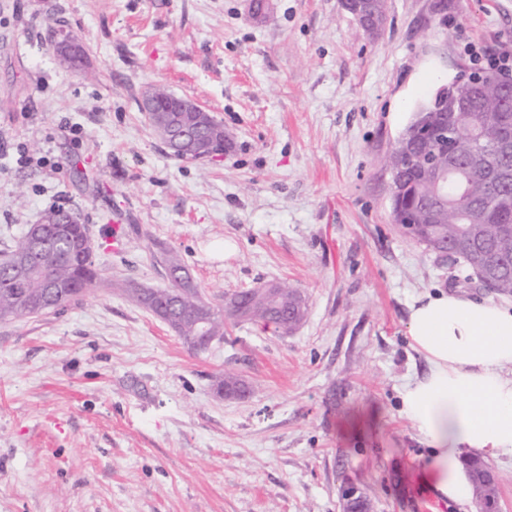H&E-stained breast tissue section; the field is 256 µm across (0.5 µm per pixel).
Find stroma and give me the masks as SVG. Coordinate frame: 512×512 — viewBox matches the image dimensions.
<instances>
[{
  "label": "stroma",
  "mask_w": 512,
  "mask_h": 512,
  "mask_svg": "<svg viewBox=\"0 0 512 512\" xmlns=\"http://www.w3.org/2000/svg\"><path fill=\"white\" fill-rule=\"evenodd\" d=\"M249 3L0 0V251L63 207L104 278L164 286L163 247L214 305L271 282L307 303L292 333L241 322L202 352L105 287L0 320V512H343L350 487L373 512H473L421 491L400 394L425 369L412 300L490 292L398 231L384 158L439 86L512 55V0H388L375 38L340 0ZM153 86L232 149L170 155ZM225 371L246 398L217 393Z\"/></svg>",
  "instance_id": "obj_1"
}]
</instances>
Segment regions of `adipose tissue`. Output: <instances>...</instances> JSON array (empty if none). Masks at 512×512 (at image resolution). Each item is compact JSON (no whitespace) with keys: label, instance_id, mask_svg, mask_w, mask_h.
<instances>
[{"label":"adipose tissue","instance_id":"adipose-tissue-1","mask_svg":"<svg viewBox=\"0 0 512 512\" xmlns=\"http://www.w3.org/2000/svg\"><path fill=\"white\" fill-rule=\"evenodd\" d=\"M407 328L428 365L401 392V412L427 448L420 481L462 503L466 458L512 454V306L426 292L410 304Z\"/></svg>","mask_w":512,"mask_h":512}]
</instances>
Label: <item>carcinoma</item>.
<instances>
[{
  "label": "carcinoma",
  "instance_id": "1",
  "mask_svg": "<svg viewBox=\"0 0 512 512\" xmlns=\"http://www.w3.org/2000/svg\"><path fill=\"white\" fill-rule=\"evenodd\" d=\"M512 77L495 69L480 68L467 80L436 92L420 107L426 113L430 133L415 136L412 119L386 157V167L395 171L397 182L390 196L392 221L398 229L437 255L448 250V258L462 260L477 277L487 273L477 256L496 258L491 275L492 290L512 295V151L498 149L499 141L512 136ZM466 97L473 111L456 124L440 125L443 113L459 97ZM213 150L224 153V125L216 122L206 130ZM65 239L50 242L46 252L32 253L28 233L0 254V320L34 318L59 311L102 282L95 264L89 225L77 220L62 225ZM153 260L169 281L166 288H151L134 281L118 287L136 305L153 311L164 304L170 312L169 326L187 346L196 351L204 341L199 336L200 315L216 311L209 341L224 339V313L204 300L179 256L161 249ZM42 267L54 278L59 294L56 304L45 309L31 305L45 291ZM275 289V300L246 308L238 322L272 325L288 334L306 318L301 293L285 283H271L224 296V303H247Z\"/></svg>",
  "mask_w": 512,
  "mask_h": 512
}]
</instances>
